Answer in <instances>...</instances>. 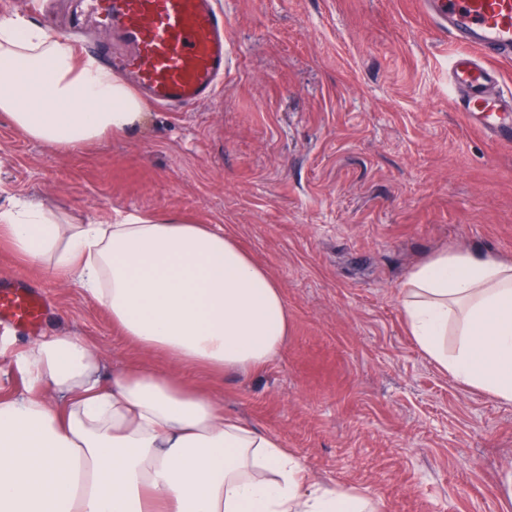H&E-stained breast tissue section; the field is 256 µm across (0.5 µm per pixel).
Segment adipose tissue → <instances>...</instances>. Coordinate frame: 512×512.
<instances>
[{
	"mask_svg": "<svg viewBox=\"0 0 512 512\" xmlns=\"http://www.w3.org/2000/svg\"><path fill=\"white\" fill-rule=\"evenodd\" d=\"M0 117L68 149L140 125L145 103L111 70H88L65 37L2 19ZM0 239L175 364L109 374L78 337L30 341L14 361L23 389L0 397V512H374L312 481L277 436L225 415L181 375L251 370L288 334L279 284L223 228L171 211L62 224L20 199L0 210ZM402 311L428 359L512 404V264L439 252L409 272Z\"/></svg>",
	"mask_w": 512,
	"mask_h": 512,
	"instance_id": "obj_1",
	"label": "adipose tissue"
}]
</instances>
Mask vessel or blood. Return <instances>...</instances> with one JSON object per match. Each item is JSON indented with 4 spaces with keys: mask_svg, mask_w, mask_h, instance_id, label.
Masks as SVG:
<instances>
[{
    "mask_svg": "<svg viewBox=\"0 0 512 512\" xmlns=\"http://www.w3.org/2000/svg\"><path fill=\"white\" fill-rule=\"evenodd\" d=\"M429 17L460 42L448 66L455 111L492 142L512 146V92L498 62L512 59V0H426ZM93 11L128 46L129 83L176 111L216 99L231 58L221 0H93ZM44 293L26 279H0V320L36 325Z\"/></svg>",
    "mask_w": 512,
    "mask_h": 512,
    "instance_id": "b4317fda",
    "label": "vessel or blood"
}]
</instances>
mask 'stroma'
I'll use <instances>...</instances> for the list:
<instances>
[{"label": "stroma", "instance_id": "obj_1", "mask_svg": "<svg viewBox=\"0 0 512 512\" xmlns=\"http://www.w3.org/2000/svg\"><path fill=\"white\" fill-rule=\"evenodd\" d=\"M422 2L224 0L232 55L216 100L147 107L135 129L75 149L0 119V205L223 226L280 285L288 336L251 372L195 371L199 388L379 512H512V404L443 372L402 315L406 275L440 251L512 262V147L453 109L457 45ZM16 272L51 302L41 335L81 337L110 371L170 368L0 243V277Z\"/></svg>", "mask_w": 512, "mask_h": 512}]
</instances>
